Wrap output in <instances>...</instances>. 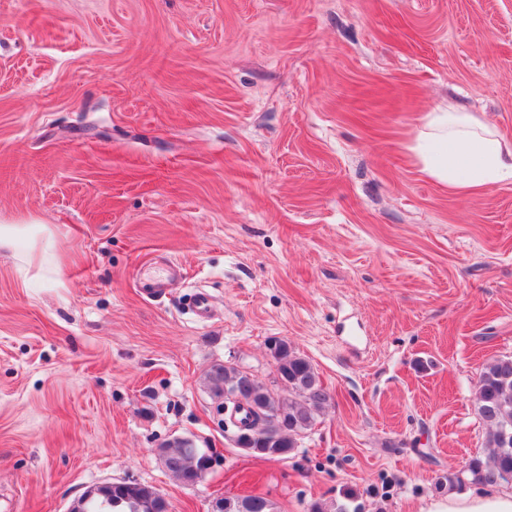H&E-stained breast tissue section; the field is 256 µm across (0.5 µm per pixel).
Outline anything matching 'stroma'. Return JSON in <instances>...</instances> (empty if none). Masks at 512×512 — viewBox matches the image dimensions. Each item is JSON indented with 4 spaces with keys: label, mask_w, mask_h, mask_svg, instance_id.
I'll list each match as a JSON object with an SVG mask.
<instances>
[{
    "label": "stroma",
    "mask_w": 512,
    "mask_h": 512,
    "mask_svg": "<svg viewBox=\"0 0 512 512\" xmlns=\"http://www.w3.org/2000/svg\"><path fill=\"white\" fill-rule=\"evenodd\" d=\"M446 103L512 138V0H0V219L54 241L38 279L0 257V512L122 481L172 512L443 499L512 355V183L461 199L405 149ZM160 256L183 277L142 295ZM272 337L332 396L283 459L203 385L269 380ZM182 438L215 459L192 485L158 454ZM275 512L274 503L257 495L242 498L224 497V502L218 499L212 506V512Z\"/></svg>",
    "instance_id": "1"
}]
</instances>
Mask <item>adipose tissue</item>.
Masks as SVG:
<instances>
[{"label":"adipose tissue","instance_id":"adipose-tissue-1","mask_svg":"<svg viewBox=\"0 0 512 512\" xmlns=\"http://www.w3.org/2000/svg\"><path fill=\"white\" fill-rule=\"evenodd\" d=\"M421 171L459 197L512 182V141L472 113L453 106L426 112L407 146ZM28 241L23 266L32 276L46 270L45 253L53 246L48 225L38 220L0 224V253L19 252ZM428 512H512V492L464 493L432 502Z\"/></svg>","mask_w":512,"mask_h":512}]
</instances>
